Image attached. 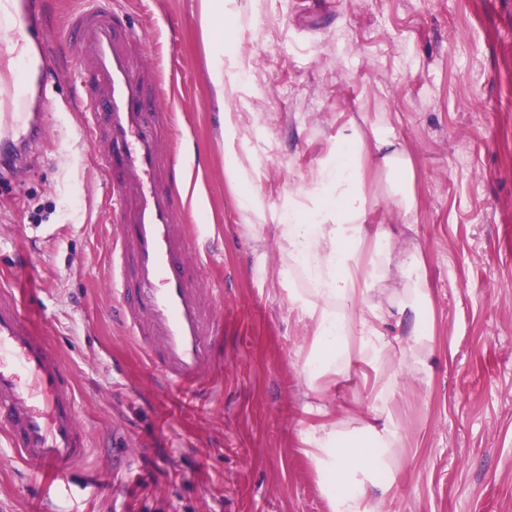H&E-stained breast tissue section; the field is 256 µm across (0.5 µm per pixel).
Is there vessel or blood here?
<instances>
[{"instance_id":"b4317fda","label":"vessel or blood","mask_w":512,"mask_h":512,"mask_svg":"<svg viewBox=\"0 0 512 512\" xmlns=\"http://www.w3.org/2000/svg\"><path fill=\"white\" fill-rule=\"evenodd\" d=\"M113 0H82L64 32L68 58L93 97L82 100L90 131L106 145L102 171L119 200L113 224L112 285L125 336L168 389L211 387L209 370L223 345L224 291L206 285L213 243H199L185 224L191 197L180 153L164 154L173 137L165 108L168 81L148 55L134 54L114 20ZM25 29L39 39L25 7L0 6V33ZM0 59V144H25L33 125L25 93L7 79ZM0 435L48 487L83 461L89 435L78 417L74 378L47 338L33 335L24 300L0 285Z\"/></svg>"}]
</instances>
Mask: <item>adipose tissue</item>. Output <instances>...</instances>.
Masks as SVG:
<instances>
[{"mask_svg": "<svg viewBox=\"0 0 512 512\" xmlns=\"http://www.w3.org/2000/svg\"><path fill=\"white\" fill-rule=\"evenodd\" d=\"M240 131L235 113H225L224 173L231 183L250 185L241 212L254 231L264 214L257 177L236 150ZM367 155L384 173L394 210L411 214L414 169L406 146L384 126H373L367 141L350 124L307 186L289 193L274 227L288 312L308 333L296 349L304 395L317 400L325 417L307 430L306 455L330 512H374L373 495H386V477L403 444L390 410L398 376L430 377L435 352L427 265L417 245L398 246L389 225L371 223L362 165ZM358 373L372 379L367 408L329 415L337 387Z\"/></svg>", "mask_w": 512, "mask_h": 512, "instance_id": "ef3b65f1", "label": "adipose tissue"}]
</instances>
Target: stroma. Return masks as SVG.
I'll use <instances>...</instances> for the list:
<instances>
[{
  "label": "stroma",
  "instance_id": "1",
  "mask_svg": "<svg viewBox=\"0 0 512 512\" xmlns=\"http://www.w3.org/2000/svg\"><path fill=\"white\" fill-rule=\"evenodd\" d=\"M42 2L52 46L33 45L25 90L47 133L0 167V280L71 369L91 447L82 472L40 490L0 439V512L35 494L43 512H328L272 226L350 122L366 138L389 126L412 156L436 349L429 380L399 377L404 442L376 512H512V0H230L236 19L214 33L200 0H120L132 52L159 49L173 74L186 221L224 238L209 275L224 287L223 387L190 403L112 322V191L63 53L80 0ZM225 101L251 116L238 151L260 176V247L224 176Z\"/></svg>",
  "mask_w": 512,
  "mask_h": 512
}]
</instances>
